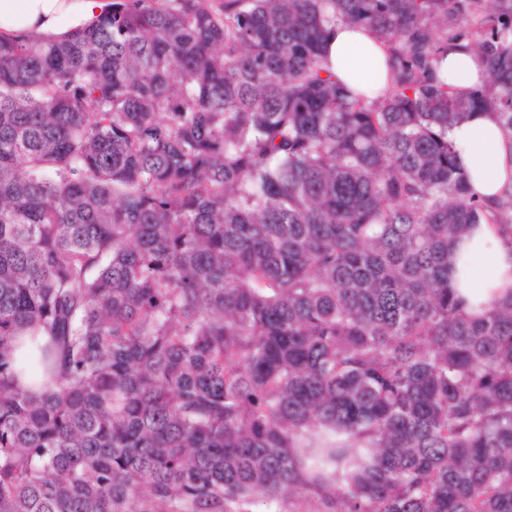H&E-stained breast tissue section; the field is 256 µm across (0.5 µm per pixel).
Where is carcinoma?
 <instances>
[{
    "instance_id": "1",
    "label": "carcinoma",
    "mask_w": 512,
    "mask_h": 512,
    "mask_svg": "<svg viewBox=\"0 0 512 512\" xmlns=\"http://www.w3.org/2000/svg\"><path fill=\"white\" fill-rule=\"evenodd\" d=\"M112 0L0 35V512H512V294L448 130L512 134V0ZM339 21L388 44L373 99ZM487 74L459 94L450 45ZM327 42L329 70L354 94L373 98L387 89L388 45L373 32L338 22ZM448 278L469 305L480 312L512 291V235L498 224L469 227L455 243Z\"/></svg>"
}]
</instances>
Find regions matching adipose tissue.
Returning <instances> with one entry per match:
<instances>
[{
    "label": "adipose tissue",
    "instance_id": "1",
    "mask_svg": "<svg viewBox=\"0 0 512 512\" xmlns=\"http://www.w3.org/2000/svg\"><path fill=\"white\" fill-rule=\"evenodd\" d=\"M109 9L110 0H0V33L56 36L86 26ZM327 42L330 71L353 93L372 98L387 89L388 46L373 32L339 22ZM435 68L441 80L461 92L482 81L477 57L463 48L448 50ZM448 138L475 192L491 203L512 192V136L493 114L471 113ZM448 278L474 312L511 295L512 234L491 223L470 226L454 245Z\"/></svg>",
    "mask_w": 512,
    "mask_h": 512
}]
</instances>
